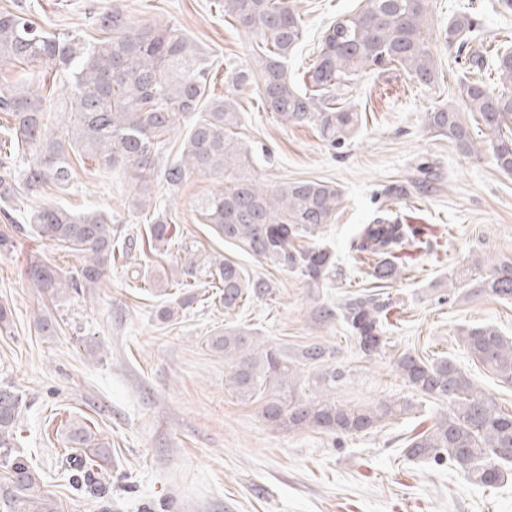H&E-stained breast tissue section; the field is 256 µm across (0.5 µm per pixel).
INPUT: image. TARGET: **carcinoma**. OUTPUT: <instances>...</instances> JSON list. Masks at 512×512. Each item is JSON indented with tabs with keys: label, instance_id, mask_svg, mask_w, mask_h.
<instances>
[{
	"label": "carcinoma",
	"instance_id": "1",
	"mask_svg": "<svg viewBox=\"0 0 512 512\" xmlns=\"http://www.w3.org/2000/svg\"><path fill=\"white\" fill-rule=\"evenodd\" d=\"M224 16L251 30L256 44L254 65L231 73L235 85L255 80L267 111L291 126H311L329 147L346 145L362 122L361 113L342 97L350 81L362 73L397 66L422 88L434 89L444 77L432 50L431 0H360L326 29L307 83L297 85L288 72V58L305 36V24L290 0H222ZM478 22L463 9L438 29L448 48H456L454 63L463 76L457 98L438 100L426 113L427 129L446 137L457 150L478 156L484 149L473 136V124H483L496 137L489 142L497 168L512 174V50H498L491 61L472 48ZM105 36L87 43L78 34H54L27 15L0 11V65L22 64L41 73L61 72L65 104L71 121L64 133L50 129L46 98L18 82L0 88V112L15 149L30 151L28 167L13 172L0 166V200L11 201L17 185L34 192L44 187L67 190L76 175L75 164L89 159L97 169L121 168L129 174L135 197L132 206H150L154 195V156L162 137L174 131L183 115L197 118L181 144L180 156L166 166L167 185L179 187L191 174L228 177L230 184L194 201L201 223L247 255L285 273H297L317 287L335 265L333 254L301 241L316 237L336 219L345 199L341 189L320 180H295L265 185L248 169L253 151L239 137L241 116L231 98L210 93V65L201 49L173 25L135 23L119 9L98 15ZM494 70L497 88L473 77ZM22 235L50 240L76 253L79 264L63 271L39 260L30 263L27 278L39 293L55 300L71 291L80 295L98 288L112 267L119 243L163 259L179 245L188 254L180 226L165 210L153 209L144 230L112 223V213L90 208L77 213L61 204L32 209L25 223L14 225ZM413 229L388 216L363 224L354 250L382 259L376 277L401 272L393 262L410 242ZM475 279L471 293L512 299V261L490 263ZM203 282L217 289L229 311L248 296L267 293L268 284L250 277L224 255L184 261L175 287L184 296L160 307L156 318L174 321ZM392 303L371 292L348 296L338 310L315 307V315L330 320L340 315L358 349L366 356L383 351ZM458 336L466 354L512 384V338L494 325L466 326ZM210 349L224 355L225 387L242 400H262V418L272 428L294 431L314 428L329 435H366L382 422L411 414L417 406L408 399H385L370 406H350L336 400L334 354L321 344L288 355L284 347L269 346L246 328H226L208 338ZM315 369V393L296 395L303 368ZM394 370L427 400L448 404V413L435 417L411 434L405 456L412 460L448 461L470 482L493 488L512 479V412L502 410L492 394L482 391L448 358H420L403 353ZM21 396L0 387V467L7 474L4 496L18 512H57L55 501L41 491L39 473L17 449ZM66 461L77 473L108 459V443L80 420L70 422L65 437Z\"/></svg>",
	"mask_w": 512,
	"mask_h": 512
}]
</instances>
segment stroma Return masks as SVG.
Wrapping results in <instances>:
<instances>
[{"label":"stroma","mask_w":512,"mask_h":512,"mask_svg":"<svg viewBox=\"0 0 512 512\" xmlns=\"http://www.w3.org/2000/svg\"><path fill=\"white\" fill-rule=\"evenodd\" d=\"M107 3L136 23L176 25L205 51L214 94L240 104V137L255 150L256 179L328 181L341 188L345 204L314 239L336 262L317 288L225 245L200 223L193 202L222 186V178L193 174L175 190L157 180V207L183 225L188 239L269 285L265 295L228 312L214 289L199 284L192 305L167 325L157 321L156 307L165 300L161 288L174 277L175 256L137 278L139 250L121 252L103 287L50 301L30 287L26 268L40 259L70 270L78 263L74 253L21 235L11 252H0V305L12 315L0 328V385L22 396L19 443L58 512H512V481L485 488L455 466L407 460L404 441L417 424L413 416L337 441L314 429L269 427L260 404L225 389L224 357L207 346L209 336L227 327L252 329L292 353L322 344L334 352L342 373L336 398L347 405L413 398L393 370L401 353L447 356L512 411V385L474 363L456 336L462 325L486 323L512 336L511 300L466 293L472 259L512 261V175L501 172L489 152L464 155L425 125L436 98L452 95L456 74L445 75L436 92L417 88L398 69L359 75L351 87L362 124L346 148L334 149L312 127L286 126L267 112L256 83L225 82V72L252 63L255 38L225 17L218 0H0V10L92 40ZM292 3L306 27L288 61L299 80L315 60L325 28L359 0ZM433 5L432 26L447 25L468 7L478 15L489 49L512 48V11H503L499 0ZM422 178L429 181L426 191L396 198L395 187ZM131 197L122 169L88 166L68 192L19 190L11 217L0 214V233L11 219L56 200L75 211L109 210L117 223L133 228L146 217L132 210ZM385 213L415 227L416 236L400 254L401 275L379 280L375 260L354 251L353 241L361 225ZM371 287L392 301L393 310L383 352L366 357L342 319L314 316L313 301L335 307L349 293ZM47 312L59 325L57 335L35 328L36 317ZM73 418L110 445L107 466L79 487L64 470L63 437Z\"/></svg>","instance_id":"stroma-1"}]
</instances>
